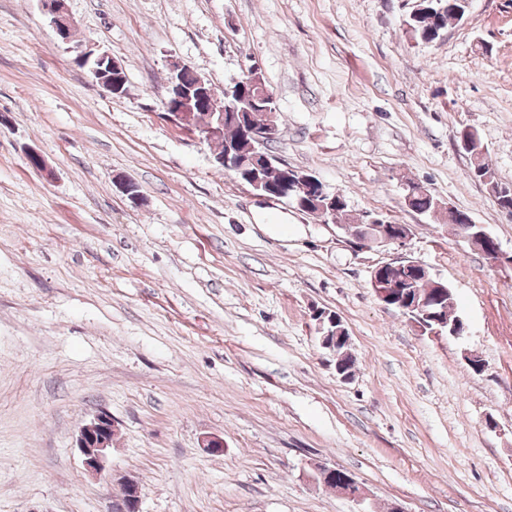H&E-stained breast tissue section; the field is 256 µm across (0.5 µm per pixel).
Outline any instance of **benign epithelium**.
I'll list each match as a JSON object with an SVG mask.
<instances>
[{"mask_svg":"<svg viewBox=\"0 0 512 512\" xmlns=\"http://www.w3.org/2000/svg\"><path fill=\"white\" fill-rule=\"evenodd\" d=\"M40 2L57 36L65 42L70 41L74 23L66 7L67 0H40ZM77 61L81 66L88 68L91 77L104 89L115 94L121 93L122 86L119 83L114 82L108 85L102 78L103 66L106 64L114 72L121 70L120 64L112 59L111 54L88 47L80 51ZM188 69L190 66L186 64L175 63L171 66L168 95L162 104L167 120L176 126L193 131L200 141L209 144L223 140L224 124L238 123L241 127V139L248 144L250 156L245 159L240 154H233L229 151L217 153L215 160L220 167L226 172H239L248 163L272 165L274 157L262 152V148L275 140L278 135L273 114L270 112L243 114L237 111L236 107L224 104L223 99L212 93L209 80L198 73L195 74L197 79L195 87H183L182 73ZM259 72L260 69L255 65L246 68L243 72L251 89L249 99L253 104L256 102L273 104L275 98L261 80ZM199 109H204L209 113L208 123L202 126L197 124V110ZM357 223L360 224L359 232L351 231L349 235L362 246L372 243L384 246L392 244L402 246L410 236V227L407 224L399 225L398 232L389 233L386 230V225L376 223L374 218L369 219L367 224L364 223V219L360 218ZM479 239L487 245L483 254L489 262L493 265L499 264L502 260V253L496 240L485 232L476 237H469L468 241L474 246ZM390 269H403L407 272H420L426 276L429 275L426 267L417 261L400 259L383 263L371 272L370 284L377 298L384 305L392 307L404 315L414 309L425 310L428 307L425 298L418 295L411 297L405 294L403 289L391 281V277L388 276ZM115 432V422L112 420V416L105 412L98 414L90 423L81 428L76 444L84 457V463L88 470L98 473L104 469L103 462L106 451L112 446ZM118 481L129 491L124 512H140L142 489L139 482L128 475L119 476ZM336 492L355 499L360 497L361 488L358 481L348 473L343 477L341 484L336 487Z\"/></svg>","mask_w":512,"mask_h":512,"instance_id":"benign-epithelium-1","label":"benign epithelium"}]
</instances>
